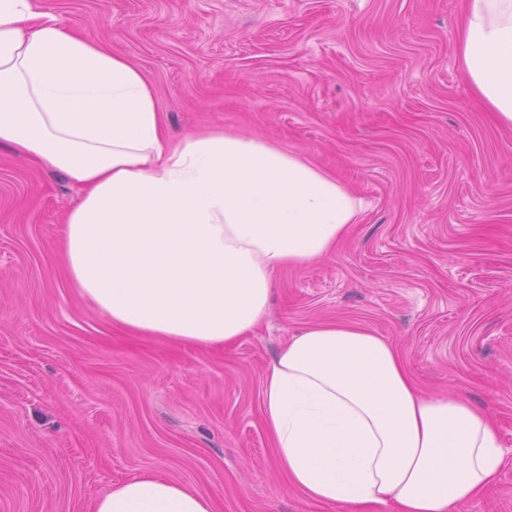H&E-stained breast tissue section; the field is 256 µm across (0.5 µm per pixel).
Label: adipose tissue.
<instances>
[{
    "instance_id": "1",
    "label": "adipose tissue",
    "mask_w": 512,
    "mask_h": 512,
    "mask_svg": "<svg viewBox=\"0 0 512 512\" xmlns=\"http://www.w3.org/2000/svg\"><path fill=\"white\" fill-rule=\"evenodd\" d=\"M457 51L512 126V0H466ZM0 147L81 191L60 241L73 288L113 326L210 347L263 321L274 272L329 256L363 203L336 176L263 138L171 140L140 69L40 0H0ZM262 416L291 487L326 505L451 512L494 484L491 416L413 384L369 328L324 322L280 347ZM94 512H213L187 485L138 476Z\"/></svg>"
}]
</instances>
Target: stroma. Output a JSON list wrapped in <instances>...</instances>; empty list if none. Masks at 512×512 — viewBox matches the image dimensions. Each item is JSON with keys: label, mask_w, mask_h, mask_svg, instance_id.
<instances>
[{"label": "stroma", "mask_w": 512, "mask_h": 512, "mask_svg": "<svg viewBox=\"0 0 512 512\" xmlns=\"http://www.w3.org/2000/svg\"><path fill=\"white\" fill-rule=\"evenodd\" d=\"M133 61L168 132L260 136L363 200L329 258L284 268L252 334L134 336L58 251L80 192L0 149V512H91L135 476L215 512H355L291 489L262 421L280 345L322 322L394 344L426 394L496 421L499 477L457 512H512V128L464 77L463 0H42Z\"/></svg>", "instance_id": "35a3bbf8"}]
</instances>
